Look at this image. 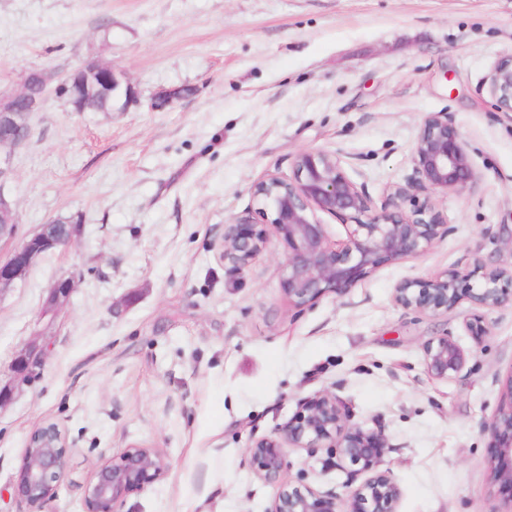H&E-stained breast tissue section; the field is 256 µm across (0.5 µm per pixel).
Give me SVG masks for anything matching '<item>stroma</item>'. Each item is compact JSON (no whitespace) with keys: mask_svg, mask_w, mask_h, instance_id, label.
<instances>
[{"mask_svg":"<svg viewBox=\"0 0 512 512\" xmlns=\"http://www.w3.org/2000/svg\"><path fill=\"white\" fill-rule=\"evenodd\" d=\"M509 55L512 0H0V92L90 59L122 85L108 112L50 94L13 150L19 236L60 216L82 225L0 294V377L21 350L48 348L0 408V512H29L13 486L46 422L70 454L43 512H85L102 456L131 446L167 469L118 512H179L186 500L196 512H267L276 489L246 449L326 391L352 423L384 431L397 512H512L488 480L483 430L512 372V303L485 312L477 339L469 300L436 318L393 300L399 281L469 270L476 250L512 266L500 245L512 236V112L486 83ZM432 112L451 117L476 181L432 193L449 233L426 253L303 309L281 290L279 240L229 272L225 224L262 220L254 183L293 178L297 152L325 151L381 203L411 172ZM69 273L66 304L43 317ZM447 334L467 362L439 380L424 346ZM334 455L290 450L283 478L347 500L360 480ZM75 286V276L63 275L49 287L48 297L43 307V317H53L63 306Z\"/></svg>","mask_w":512,"mask_h":512,"instance_id":"obj_1","label":"stroma"}]
</instances>
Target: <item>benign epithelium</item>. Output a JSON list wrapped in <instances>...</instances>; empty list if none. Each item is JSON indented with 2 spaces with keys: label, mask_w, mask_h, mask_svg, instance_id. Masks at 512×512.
Wrapping results in <instances>:
<instances>
[{
  "label": "benign epithelium",
  "mask_w": 512,
  "mask_h": 512,
  "mask_svg": "<svg viewBox=\"0 0 512 512\" xmlns=\"http://www.w3.org/2000/svg\"><path fill=\"white\" fill-rule=\"evenodd\" d=\"M72 94L68 103L76 106L82 91H115L118 81L112 67L87 62L70 74ZM52 75L46 70L24 75L19 91L0 95V243L12 247L0 258V295L12 288L42 256L74 243L81 234L80 219L67 224H45L29 236L16 240L18 216L13 200L5 193L12 172V150L30 132V118L42 110ZM487 83L501 107L512 111V56L500 60ZM475 179L460 134L446 112L428 114L422 123L413 150V167L403 182L396 184L380 206H375L365 185L357 184L345 172L341 159L323 151H300L294 158V178L270 174L256 182L252 196L260 204L264 223L235 219L224 225L222 258L229 271L242 273L267 250L271 238L279 239L286 255L279 265L280 286L298 308L314 304L322 296L346 294L380 266L425 253L448 233L429 202V193L438 189L461 191ZM424 195L410 212L402 203ZM340 215L351 221L348 240L340 249L327 246L324 225L315 212ZM473 269L466 274L456 269L427 281L405 280L394 288V302L426 316H440L453 310L464 297L477 308L493 310L512 301V268L473 253ZM75 286L74 275H63L49 287L42 316L52 317L63 306ZM428 372L448 379L462 371L466 363L463 349L448 335L425 346ZM44 349L32 346L20 352L10 367V379L0 386V407L13 397L16 385L27 381L42 366ZM484 429L494 441L488 461L493 484L512 493V374L502 391L500 404ZM336 450V465L353 467L355 475L367 473L351 493L348 504L336 495L282 481L286 451L290 448ZM387 448L380 430H365L350 423L341 401L331 392L301 405L295 418L282 425L274 436L252 442L247 454L255 474L277 487L268 512H397L401 490L389 472L377 467ZM68 448L55 423H45L32 432L19 470L14 492L22 497L30 512H41L61 482ZM166 468L164 458L147 448L130 447L103 459L86 486L87 512H117L127 493L143 488Z\"/></svg>",
  "instance_id": "1"
}]
</instances>
